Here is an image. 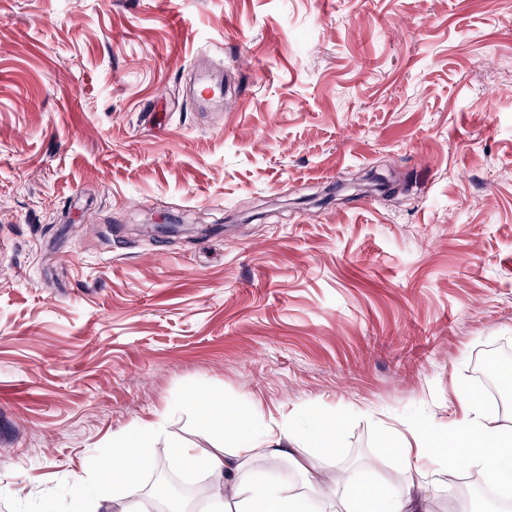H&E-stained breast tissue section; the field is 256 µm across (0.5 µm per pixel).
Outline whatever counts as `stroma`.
I'll return each mask as SVG.
<instances>
[{
	"label": "stroma",
	"instance_id": "35a3bbf8",
	"mask_svg": "<svg viewBox=\"0 0 512 512\" xmlns=\"http://www.w3.org/2000/svg\"><path fill=\"white\" fill-rule=\"evenodd\" d=\"M369 171L407 188L321 203ZM499 345L512 0H0V512L111 490L137 422L151 464L222 447L200 392L332 488L405 482L400 435L450 430Z\"/></svg>",
	"mask_w": 512,
	"mask_h": 512
}]
</instances>
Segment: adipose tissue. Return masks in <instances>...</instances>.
<instances>
[{"label": "adipose tissue", "mask_w": 512, "mask_h": 512, "mask_svg": "<svg viewBox=\"0 0 512 512\" xmlns=\"http://www.w3.org/2000/svg\"><path fill=\"white\" fill-rule=\"evenodd\" d=\"M468 411L448 434L436 437L419 431L414 446L401 448L404 468L416 476L406 486L356 487L347 500L346 512H421V504L434 487L431 471L421 460L430 449L451 448L457 456L478 469L494 485L512 491V428L502 426L488 415L475 399H468ZM205 429L230 440L233 451L223 448H173L172 456L186 470L202 469L217 478L204 512H312L314 499L331 494L322 472L313 464L304 465L307 490L290 493L273 482H247L240 469L253 458L278 464L290 458L289 446L295 436L290 426L279 430L259 429L235 407L216 406L204 422ZM157 435L154 424L135 425L131 435L115 440L121 448L112 477L111 497H73L67 512H134L146 447Z\"/></svg>", "instance_id": "1"}]
</instances>
